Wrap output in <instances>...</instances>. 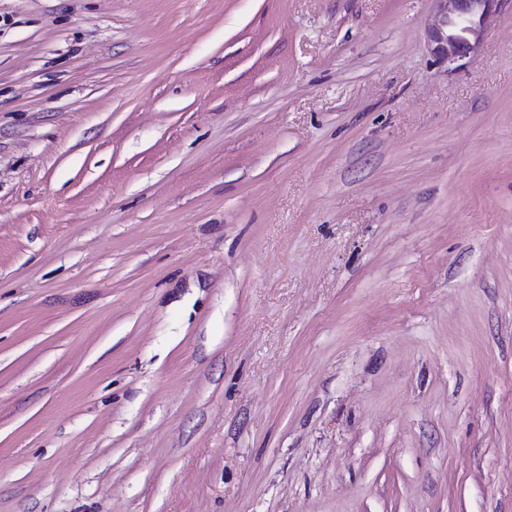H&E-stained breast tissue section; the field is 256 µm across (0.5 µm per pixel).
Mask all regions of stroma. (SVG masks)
Masks as SVG:
<instances>
[{"label": "stroma", "instance_id": "35a3bbf8", "mask_svg": "<svg viewBox=\"0 0 512 512\" xmlns=\"http://www.w3.org/2000/svg\"><path fill=\"white\" fill-rule=\"evenodd\" d=\"M0 0V512H512V0ZM446 5L431 31L435 43L434 52L444 58H452L469 49L465 34L476 36L484 25L491 2L495 0H440ZM458 28L457 33L449 30Z\"/></svg>", "mask_w": 512, "mask_h": 512}]
</instances>
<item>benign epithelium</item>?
I'll return each instance as SVG.
<instances>
[{"instance_id":"1","label":"benign epithelium","mask_w":512,"mask_h":512,"mask_svg":"<svg viewBox=\"0 0 512 512\" xmlns=\"http://www.w3.org/2000/svg\"><path fill=\"white\" fill-rule=\"evenodd\" d=\"M446 10L431 31L434 52L452 58L467 49L466 35H477L484 25L493 0H442Z\"/></svg>"}]
</instances>
